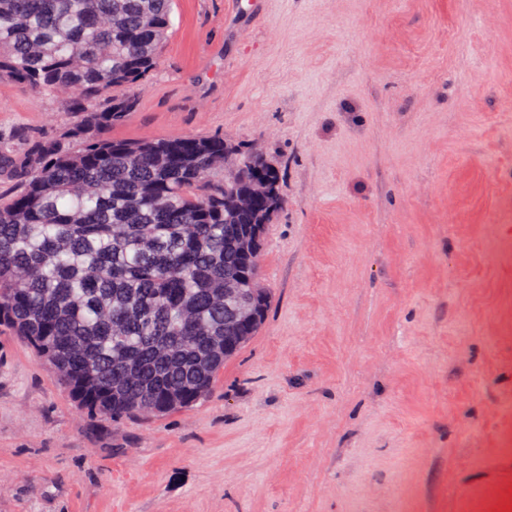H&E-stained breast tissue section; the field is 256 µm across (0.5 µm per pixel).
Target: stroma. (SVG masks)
<instances>
[{
  "label": "stroma",
  "mask_w": 512,
  "mask_h": 512,
  "mask_svg": "<svg viewBox=\"0 0 512 512\" xmlns=\"http://www.w3.org/2000/svg\"><path fill=\"white\" fill-rule=\"evenodd\" d=\"M176 0L129 140H261L265 325L206 400L76 409L0 333V512H512V0ZM76 120L0 79V141Z\"/></svg>",
  "instance_id": "stroma-1"
}]
</instances>
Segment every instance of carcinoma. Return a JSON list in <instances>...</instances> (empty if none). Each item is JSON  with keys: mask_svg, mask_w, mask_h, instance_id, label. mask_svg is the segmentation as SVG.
<instances>
[{"mask_svg": "<svg viewBox=\"0 0 512 512\" xmlns=\"http://www.w3.org/2000/svg\"><path fill=\"white\" fill-rule=\"evenodd\" d=\"M174 0H0V77L71 93L62 136L23 155L0 145L21 182L0 203V329L48 362L82 410L158 419L203 402L224 364L258 334L265 232L284 206L278 165L222 135L101 136L136 107L158 67ZM112 95L101 112L96 101ZM238 171L224 180V159ZM268 181L240 211L235 194ZM259 308L240 325L224 283ZM242 336L244 340L236 341Z\"/></svg>", "mask_w": 512, "mask_h": 512, "instance_id": "1", "label": "carcinoma"}]
</instances>
